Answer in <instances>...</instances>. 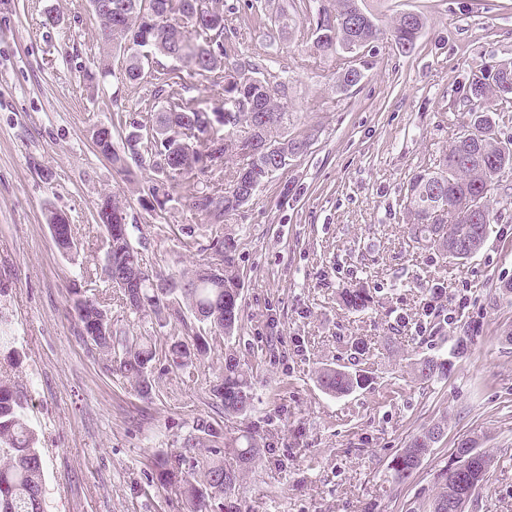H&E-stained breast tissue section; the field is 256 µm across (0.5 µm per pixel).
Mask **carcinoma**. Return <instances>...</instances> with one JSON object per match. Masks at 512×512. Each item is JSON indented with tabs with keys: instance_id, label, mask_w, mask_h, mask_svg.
<instances>
[{
	"instance_id": "obj_1",
	"label": "carcinoma",
	"mask_w": 512,
	"mask_h": 512,
	"mask_svg": "<svg viewBox=\"0 0 512 512\" xmlns=\"http://www.w3.org/2000/svg\"><path fill=\"white\" fill-rule=\"evenodd\" d=\"M91 15L100 45L96 70H84L93 83L110 73L112 53L122 50L114 44V30L121 41L140 47L130 57L124 78L148 88L154 110L148 123L155 131L147 146L134 136L140 121L118 116L125 129L120 140L106 139L95 130L92 138L98 151L120 173L129 172V162L150 166L162 175L148 188L147 198L163 210L173 196L185 198L210 227L208 244L199 245L195 230L185 232L183 247L196 246L210 253L195 266L190 276L178 281L152 274L133 288H119L122 304L135 314L148 313L163 326H173L162 351L169 367L191 372L210 353V340L234 336L240 321L241 281L236 266L237 240L219 233L226 218L242 210L250 188H259L270 178L274 158L267 150L288 140L303 154L310 146L308 134L287 132L292 113L285 102L288 81L274 74L264 60L252 55H230L229 38L220 0H90ZM357 0H336L335 26L309 6L310 49L334 62L336 80L352 73V64L341 54L342 43L356 39L369 46L387 36L393 45L409 39L405 15L389 28H381L368 15H358ZM207 87L217 93L220 105L209 107L196 92ZM461 98L471 120L469 129L456 137L438 164L416 173L406 186L405 206L413 216L410 239L436 250L448 259V242L470 231L487 235L495 223L488 193L501 173L512 170V140H499L494 115L512 102V64L503 63L473 74L461 89ZM237 156L243 164L228 187L219 189L212 175L224 169V160ZM474 207L476 221H454L452 209L462 199ZM95 222L104 231V274L117 281L116 272L144 265L125 201L114 192L97 203ZM49 228L58 252L67 257L77 253L73 230L66 217L55 213ZM221 257L224 287H216L210 263ZM351 311L365 310L369 289L354 284L342 292ZM69 305L76 322L77 337L91 346L110 370L124 379L142 398L154 390L153 361L157 343L143 339L115 347L109 304L82 285L69 292ZM20 362L8 316L0 312V512H43L44 470L40 437L28 419V398L12 375ZM423 380L448 372V360L427 358L417 364ZM367 376L358 369H323L318 383L333 396L347 395L363 386ZM212 400L229 416L247 415L253 400V382L233 356L224 359V370L209 388ZM443 434L438 424L415 435L390 462L399 479L409 477ZM247 464L259 453L252 432L226 442L208 416L195 418L179 447L161 453L154 464L152 482L175 488L186 503L187 512H238L234 497L240 485V470L224 464V451ZM456 469L445 468L436 476L441 490L430 503V512H455L456 505L474 482H483L493 466L490 455L478 449L474 439L457 443Z\"/></svg>"
}]
</instances>
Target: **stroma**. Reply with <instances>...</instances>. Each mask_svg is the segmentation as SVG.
<instances>
[{
  "label": "stroma",
  "instance_id": "stroma-1",
  "mask_svg": "<svg viewBox=\"0 0 512 512\" xmlns=\"http://www.w3.org/2000/svg\"><path fill=\"white\" fill-rule=\"evenodd\" d=\"M224 3L227 49L270 55L288 78L292 133L314 138L224 223L238 242L237 333L215 340L193 374L156 360V391L144 399L79 341L68 287L93 270L87 286L109 299L117 339L163 340L169 328L131 314L100 273L96 202L125 193L144 262L164 276L202 261L183 230L203 219L182 199L162 217L143 209L153 172L118 175L94 145L93 129L142 112L147 91L116 74L98 89L84 83L80 68L99 53L89 0H0V312L41 435L44 512H186L174 492L152 487L153 463L201 415L224 438L248 429L260 443L242 470L241 512H429L436 475L465 438L494 459L469 512H512V172L491 191L497 223L466 260L444 262L411 241L404 202L413 174L469 125L460 87L512 61V0H358L380 25L413 12L424 27L407 55L374 42L347 92L327 60L306 57L300 0H262V13L288 23L271 45L248 0ZM49 10L62 25H44ZM52 211L74 228L75 260L54 245ZM355 282L372 296L361 312L340 298ZM228 354L254 376L243 417L218 411L209 393ZM427 357L450 358L447 375L420 380L414 365ZM351 364L367 383L325 393L317 371ZM435 424L443 436L410 477L395 478L389 462Z\"/></svg>",
  "mask_w": 512,
  "mask_h": 512
}]
</instances>
